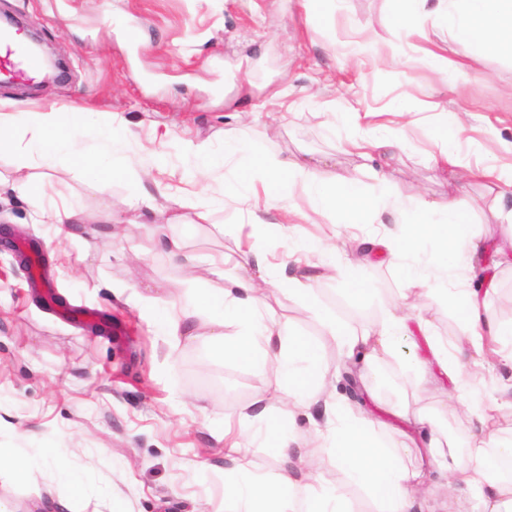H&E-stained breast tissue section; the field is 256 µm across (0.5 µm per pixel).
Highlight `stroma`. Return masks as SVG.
<instances>
[{
	"label": "stroma",
	"instance_id": "obj_1",
	"mask_svg": "<svg viewBox=\"0 0 512 512\" xmlns=\"http://www.w3.org/2000/svg\"><path fill=\"white\" fill-rule=\"evenodd\" d=\"M389 13V0H346L322 28L306 0H0L1 15L18 16L66 65L48 84L1 85L0 100L81 107L131 131L120 150L125 172L109 189L69 161L29 169L32 192L80 206L71 235L38 223L27 197L0 189V228L38 247L67 305L109 320L108 333L96 334L48 308L13 252L0 247V502L9 512H43L52 497L67 499L71 512H226L220 432L257 394L276 387L278 367L225 359L204 336L164 335L140 293L191 308L218 282L188 279L159 248L138 260L127 253L171 223L201 264L226 256L230 279L254 274L234 264L247 241L270 260L287 261L284 240L251 238L238 201L252 154L306 164L336 180L367 177L374 167L416 207L457 191L436 162L443 144L466 166L512 171V60L443 31L421 38L418 14L407 30L394 31ZM364 38L373 40L374 56L347 54L349 42ZM426 48L474 64V75L462 81L427 66ZM401 101L411 112H395ZM434 103L463 107L465 130L429 119L426 107ZM391 129L401 132L395 155L368 158L349 143ZM228 139L244 143L245 152L225 156ZM191 142L207 144L215 157L194 181L185 176ZM498 190L474 179L467 199L473 231L502 239L511 229L494 215ZM145 195L154 209L141 205ZM201 202L208 205L203 220L195 210ZM311 208L298 190L259 214L295 225L301 237L332 235L337 265L350 267L359 283L354 294L341 280L316 278L310 306L283 294L269 299L271 315L290 333L316 343L324 370L335 371L340 354L324 342L316 307L357 328L408 309L455 340L447 302L405 296L389 261H367L347 247L348 229L333 216L309 223ZM361 376L375 397L359 409L375 412L397 439L421 438L419 420L428 417L467 447L473 425L449 403L446 386H412L390 360ZM472 381L481 403L497 406L498 426H512V362L496 360ZM394 408L407 420L392 417ZM18 453L65 461L80 488L50 466L14 470Z\"/></svg>",
	"mask_w": 512,
	"mask_h": 512
}]
</instances>
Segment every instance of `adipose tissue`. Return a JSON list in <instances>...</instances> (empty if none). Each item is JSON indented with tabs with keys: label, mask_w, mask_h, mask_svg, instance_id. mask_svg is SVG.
Wrapping results in <instances>:
<instances>
[{
	"label": "adipose tissue",
	"mask_w": 512,
	"mask_h": 512,
	"mask_svg": "<svg viewBox=\"0 0 512 512\" xmlns=\"http://www.w3.org/2000/svg\"><path fill=\"white\" fill-rule=\"evenodd\" d=\"M426 17L431 27L512 59V0H437ZM23 132L28 142L20 141ZM129 135L125 124L101 123L93 113L76 108L52 105L0 113V153H17L24 168L78 161L100 175L105 189L121 171L115 148ZM370 176L378 194H368L358 178L329 181L313 167L258 154L250 180L265 187L277 184L280 199L301 189L316 215L332 214L353 227L350 243L369 255L387 252L409 293L426 297L427 284L437 282L459 319L460 334L453 342L399 311L359 330L345 329L334 318L322 319L321 325L328 341L348 358L367 364L391 358L412 376L435 364L451 383L450 399L476 422L468 452L459 454L451 440L433 433L423 450H415L365 412L338 401L336 379L322 371L315 344L308 337L286 334L281 321L263 316L272 293L308 298L314 290L311 276H284L282 264L247 251L243 260L255 267V278H225L223 260L213 261L210 272L222 278V287L202 295L192 309L178 311L166 302L159 322L172 336L206 327L225 358L254 364L271 360L278 366L276 389L257 395L239 415L238 438L227 454L225 498L233 505L231 512H354L352 497L360 493L375 504V512H414L421 488L437 496L462 484L471 492L476 512H512V427L487 433L488 411L475 400L470 380V365L482 357L487 341L512 345V323H498L484 314L486 299L496 287L480 264L487 244L472 232L471 209L462 196H451L436 208L409 211L383 173L374 170ZM387 209L398 231L383 224L381 215ZM425 239L437 247L434 262L412 261L414 245ZM313 409L318 412L312 425L319 444L295 447L285 426ZM254 446L287 458L289 469L269 477L246 455ZM326 454L341 480L298 484L294 469L305 459ZM431 473L439 474V481L427 482Z\"/></svg>",
	"instance_id": "obj_1"
}]
</instances>
